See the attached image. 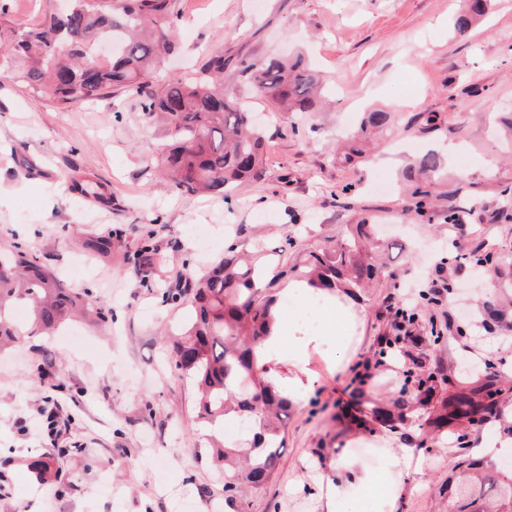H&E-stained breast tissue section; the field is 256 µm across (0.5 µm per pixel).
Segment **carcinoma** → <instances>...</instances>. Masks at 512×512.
<instances>
[{
    "instance_id": "obj_1",
    "label": "carcinoma",
    "mask_w": 512,
    "mask_h": 512,
    "mask_svg": "<svg viewBox=\"0 0 512 512\" xmlns=\"http://www.w3.org/2000/svg\"><path fill=\"white\" fill-rule=\"evenodd\" d=\"M494 0H467L453 29L465 37L493 7ZM175 0H73L64 14L49 13L35 30L19 31L0 15V68L11 69L25 89L46 90L60 108L91 103L117 90H140L151 83L160 58L172 51ZM119 52L95 69L84 59L106 40ZM255 89L281 112H312L319 77L303 56L292 60L269 58L258 65L243 64ZM224 56L214 55L196 72L164 82L143 103L148 116L162 117L170 140L154 154L172 173L184 194L210 191L228 195L233 188L264 177V135L249 128V112L224 93ZM421 133L437 130L436 117L419 113L405 127ZM396 129L394 113L372 109L361 114L356 134L342 151L349 162L363 153L361 143L371 134ZM444 161L437 151L420 156L403 172L409 183L414 212L428 213L432 186L442 178ZM371 225L358 224L351 241H326L295 248L265 245L249 258L235 248L203 275L189 273L191 287L167 292L165 300L188 304L196 320L173 351L174 366L201 393L200 418L214 421L230 413L250 422L249 437L234 448L218 451L224 458V487L228 502L237 500L240 485L253 489L267 485L280 463V448L293 402L266 378L257 358L258 347L276 326V286L292 277L313 288H337L353 293L382 274L370 256L366 241ZM31 305L30 324L12 318L16 303ZM89 311L82 296L63 287L55 275L19 243L0 248V347L33 332L50 334L61 324ZM471 396L458 398L452 416L474 419L488 409ZM476 463L458 462L462 481L453 488L455 512H483L482 500H497L496 512H512V468L487 484L470 480Z\"/></svg>"
}]
</instances>
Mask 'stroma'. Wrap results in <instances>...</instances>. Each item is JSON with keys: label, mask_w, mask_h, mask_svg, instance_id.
Here are the masks:
<instances>
[{"label": "stroma", "mask_w": 512, "mask_h": 512, "mask_svg": "<svg viewBox=\"0 0 512 512\" xmlns=\"http://www.w3.org/2000/svg\"><path fill=\"white\" fill-rule=\"evenodd\" d=\"M461 0H175L174 52L158 80L224 57V88L265 129V177L230 195H188L150 157L167 130L149 123L144 93L119 90L91 105L56 107L0 70V246L20 242L65 287L86 294L109 318L79 323L85 343L65 330L26 336L1 354L0 512H236L224 494L213 442L229 439L232 418H198L197 392L170 361L173 335L191 306L165 292L183 267L203 272L232 247L294 236L301 245L348 240L354 225L385 227L378 255L385 277L335 302L323 337L303 359L279 350L267 377L293 391L285 447L267 487L244 495L249 512H375L352 473L368 471L389 490L388 512H454L448 490L458 460L499 465L512 449V310L491 319L498 298L482 287L470 256L512 254V148L488 113L512 108V0H496L487 22L453 36ZM304 53L324 78L325 98L309 116L272 111L239 71L241 61ZM383 106L403 116L435 114L428 135L400 131L395 145H370L365 157L336 158L341 132L359 112ZM442 146L458 188L457 223L414 219L397 181L421 153ZM468 177H460V170ZM114 236L106 254L84 248ZM151 237L162 265H136ZM463 263L445 265L448 254ZM453 289L440 305L419 306L412 339H394L405 294L434 278ZM491 319L484 328L483 319ZM444 339L427 340L430 323ZM426 377L424 387L406 381ZM498 392L493 410L440 431L427 418L459 393ZM53 400L62 432L49 438L42 410ZM407 406L388 427L376 411ZM42 460L60 478L31 483Z\"/></svg>", "instance_id": "35a3bbf8"}]
</instances>
